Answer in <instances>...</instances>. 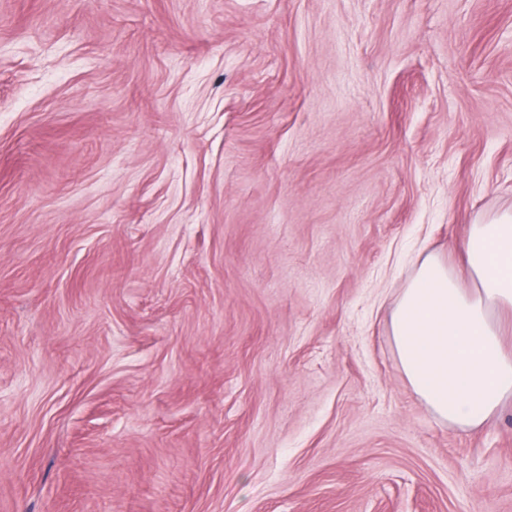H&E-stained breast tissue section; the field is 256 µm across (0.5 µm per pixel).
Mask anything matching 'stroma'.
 <instances>
[{
	"label": "stroma",
	"instance_id": "stroma-1",
	"mask_svg": "<svg viewBox=\"0 0 512 512\" xmlns=\"http://www.w3.org/2000/svg\"><path fill=\"white\" fill-rule=\"evenodd\" d=\"M511 208L512 0H0V512H512L387 332Z\"/></svg>",
	"mask_w": 512,
	"mask_h": 512
}]
</instances>
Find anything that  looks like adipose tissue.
Listing matches in <instances>:
<instances>
[{"mask_svg": "<svg viewBox=\"0 0 512 512\" xmlns=\"http://www.w3.org/2000/svg\"><path fill=\"white\" fill-rule=\"evenodd\" d=\"M463 251L470 287L427 255L390 312L389 334L416 395L440 421L470 430L512 400L499 324L512 309V210L471 225Z\"/></svg>", "mask_w": 512, "mask_h": 512, "instance_id": "obj_1", "label": "adipose tissue"}]
</instances>
